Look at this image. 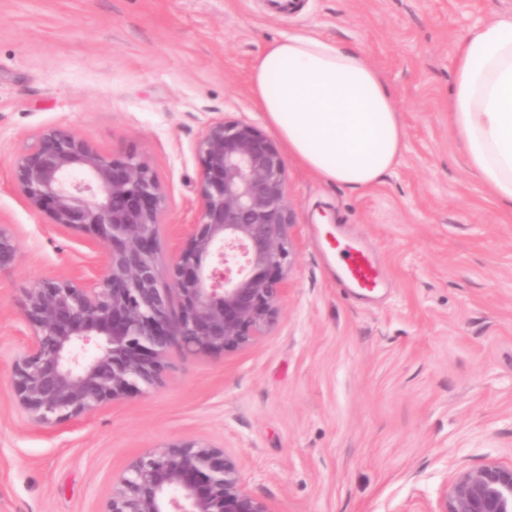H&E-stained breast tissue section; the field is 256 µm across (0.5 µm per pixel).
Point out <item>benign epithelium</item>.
Returning a JSON list of instances; mask_svg holds the SVG:
<instances>
[{
    "label": "benign epithelium",
    "mask_w": 512,
    "mask_h": 512,
    "mask_svg": "<svg viewBox=\"0 0 512 512\" xmlns=\"http://www.w3.org/2000/svg\"><path fill=\"white\" fill-rule=\"evenodd\" d=\"M198 209L164 254L167 193L136 155L64 130L36 133L12 162L26 205L104 248L97 282L44 278L28 289L31 336L13 363L19 407L58 425L152 384L168 349L228 353L275 318L289 266L286 159L245 121L213 119L196 142ZM17 257L0 227V271ZM171 285L160 287L164 273ZM107 512H273L244 488L235 454L188 441L134 459ZM437 512H512V465L460 472Z\"/></svg>",
    "instance_id": "7a95c632"
}]
</instances>
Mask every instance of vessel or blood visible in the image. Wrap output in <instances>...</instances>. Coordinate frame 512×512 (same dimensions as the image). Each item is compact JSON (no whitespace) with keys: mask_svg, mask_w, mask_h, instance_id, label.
<instances>
[{"mask_svg":"<svg viewBox=\"0 0 512 512\" xmlns=\"http://www.w3.org/2000/svg\"><path fill=\"white\" fill-rule=\"evenodd\" d=\"M330 248L336 254V283L339 287L362 294L382 287L384 272L366 248L339 238L331 242Z\"/></svg>","mask_w":512,"mask_h":512,"instance_id":"obj_1","label":"vessel or blood"}]
</instances>
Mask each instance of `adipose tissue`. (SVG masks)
<instances>
[{
  "label": "adipose tissue",
  "instance_id": "1",
  "mask_svg": "<svg viewBox=\"0 0 512 512\" xmlns=\"http://www.w3.org/2000/svg\"><path fill=\"white\" fill-rule=\"evenodd\" d=\"M251 85L289 155L318 176L363 189L402 154L393 93L357 49L316 34L282 37L258 56ZM448 119L468 168L512 214V14L460 43Z\"/></svg>",
  "mask_w": 512,
  "mask_h": 512
}]
</instances>
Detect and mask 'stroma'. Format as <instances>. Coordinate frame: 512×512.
Listing matches in <instances>:
<instances>
[{"mask_svg": "<svg viewBox=\"0 0 512 512\" xmlns=\"http://www.w3.org/2000/svg\"><path fill=\"white\" fill-rule=\"evenodd\" d=\"M512 0H0V512H106L146 451L199 440L234 453L273 512H437L465 470L512 463V217L467 167L448 123L459 41ZM288 33L359 49L395 97L405 147L352 191L288 160V286L274 321L230 353L171 347L154 384L56 426L10 382L32 282L93 276L98 249L29 209L17 153L56 127L164 183L165 250L197 207L195 144L214 118L269 137L254 63ZM377 253L387 286L337 288V228Z\"/></svg>", "mask_w": 512, "mask_h": 512, "instance_id": "35a3bbf8", "label": "stroma"}]
</instances>
